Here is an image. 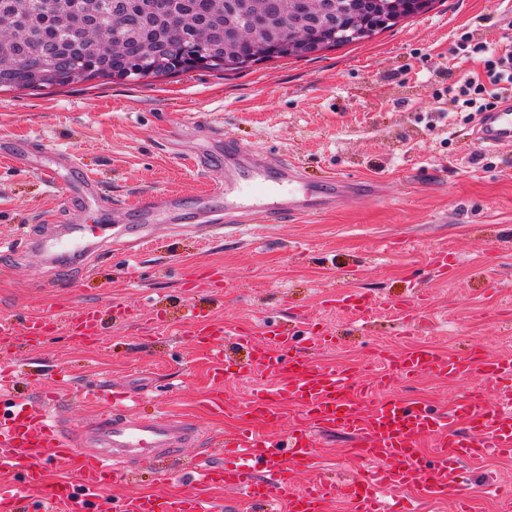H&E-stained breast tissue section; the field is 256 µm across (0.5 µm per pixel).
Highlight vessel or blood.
Instances as JSON below:
<instances>
[{"label":"vessel or blood","mask_w":512,"mask_h":512,"mask_svg":"<svg viewBox=\"0 0 512 512\" xmlns=\"http://www.w3.org/2000/svg\"><path fill=\"white\" fill-rule=\"evenodd\" d=\"M477 136L488 146L512 141V100L483 113ZM356 183L331 180L314 185L299 169L284 163L258 168L249 153L234 142L224 144V181L210 188L198 204L200 211L223 205L225 213H246L251 224L268 223L273 211L315 215L355 194ZM141 223L165 219L181 222L178 197L145 200L137 209ZM107 224H71L54 239L34 238L29 246L48 261L75 258L102 244ZM220 275L203 270L184 275L187 293L216 287ZM338 306L365 320L372 311L364 294L339 296ZM103 318L87 307L57 315L0 319V341L18 347L43 344L46 337L67 331L72 336H99ZM183 322L195 343L209 350L213 390L205 401L209 414L224 411L227 378L246 376L259 384L240 405L243 424L216 441V462L201 461L174 471L187 493L156 496L138 492L101 500L108 483L128 482L138 469L157 470L162 459L196 445L195 423L161 409L143 412L144 396L131 390L114 392L112 408L98 417L82 437L64 423L63 401L45 398L32 409L14 391L13 374L0 376V512H91L102 501L103 512H219L214 486L236 490L242 512H328L340 497L351 512H416L417 500H454L456 512H469V483L464 464L512 453V356L493 355L475 345L464 354L441 353L418 344L397 354L378 349L370 368L352 370L312 360L308 347L330 349L335 339L314 327L294 330L267 327L259 341L245 326H224L187 308ZM234 347L243 360H230ZM422 375L444 380L475 377L476 382L452 409L438 412L401 396L397 379ZM297 419L280 431L284 406ZM348 434L353 454L364 462L359 474L335 480L317 478L298 486V467L311 464L320 431ZM430 441V455L420 445ZM66 460L70 475L51 482L45 465Z\"/></svg>","instance_id":"1"}]
</instances>
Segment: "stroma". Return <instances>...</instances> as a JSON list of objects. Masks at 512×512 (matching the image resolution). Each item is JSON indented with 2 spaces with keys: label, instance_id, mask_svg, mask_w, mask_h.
<instances>
[{
  "label": "stroma",
  "instance_id": "1",
  "mask_svg": "<svg viewBox=\"0 0 512 512\" xmlns=\"http://www.w3.org/2000/svg\"><path fill=\"white\" fill-rule=\"evenodd\" d=\"M465 32L490 48L512 41V0H436L431 11L369 41L236 73L196 69L141 83L0 91V144L31 149L45 162L71 154L101 198L98 210L77 211L67 172L51 180L0 158V240L64 223L128 224L147 196L174 193L195 211L199 194L224 178L225 135L248 146L255 164H295L312 183L340 176L379 187L322 215L272 224H228L220 213L187 233L154 223L132 269L125 236L61 264L18 248L0 259V318L85 307L104 314L96 339L54 336L22 350L0 343V360L18 364L20 392L35 399L61 391L67 424L79 432L96 411L84 388L103 379L116 390L146 384L172 414L198 422L197 449L207 450L209 436L237 427V405L251 384L225 382L223 417L202 411L199 400L211 385L204 350L162 332L180 324L188 304L257 330L271 320L321 326L336 338L321 360L350 367L367 366L377 348L400 353L420 341L444 352L478 343L512 353L505 322L512 306V142L486 148L477 138L478 114H453L444 98L463 73L480 69L453 52ZM210 223L223 225V237L204 240ZM390 242L395 251H387ZM434 254L444 257L445 269L430 265ZM197 268L219 270L221 287L186 294L181 276ZM414 277L425 293L405 317L390 302ZM353 290L372 300L367 322L331 305ZM141 291L153 295V306L138 305ZM60 366L66 377L57 375ZM469 385L433 376L397 383L403 397L441 411ZM349 448L345 435L320 437L316 464L299 468L298 485L321 469L359 472ZM470 472L474 512H505L512 455L472 462Z\"/></svg>",
  "mask_w": 512,
  "mask_h": 512
}]
</instances>
